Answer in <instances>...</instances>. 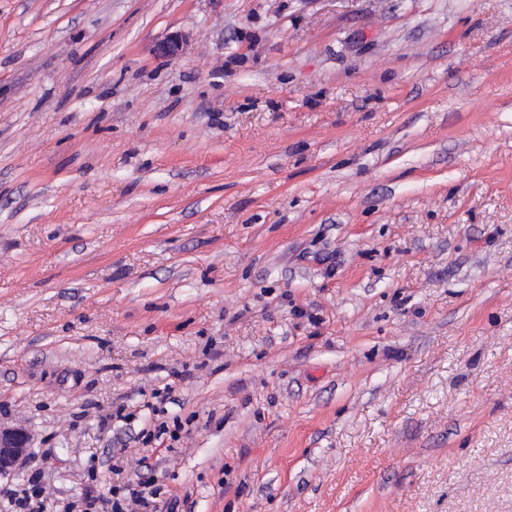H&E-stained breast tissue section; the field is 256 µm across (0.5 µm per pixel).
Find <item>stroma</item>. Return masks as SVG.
Wrapping results in <instances>:
<instances>
[{"label":"stroma","instance_id":"35a3bbf8","mask_svg":"<svg viewBox=\"0 0 512 512\" xmlns=\"http://www.w3.org/2000/svg\"><path fill=\"white\" fill-rule=\"evenodd\" d=\"M0 426L44 512H512V0H0ZM184 425L180 418L176 417L172 420V426H169L167 421H161L154 425V429L142 430L140 432V438L142 444L152 445V448L164 447L166 451L171 450L173 447L172 442H178L180 439V433L182 432ZM166 436H168L166 438ZM167 442H169L167 444ZM30 451V440L23 430L0 428V475L16 472ZM152 476L141 478L134 486L112 487L113 512H159V497L161 486ZM132 506L141 507L144 511L130 509Z\"/></svg>","mask_w":512,"mask_h":512}]
</instances>
